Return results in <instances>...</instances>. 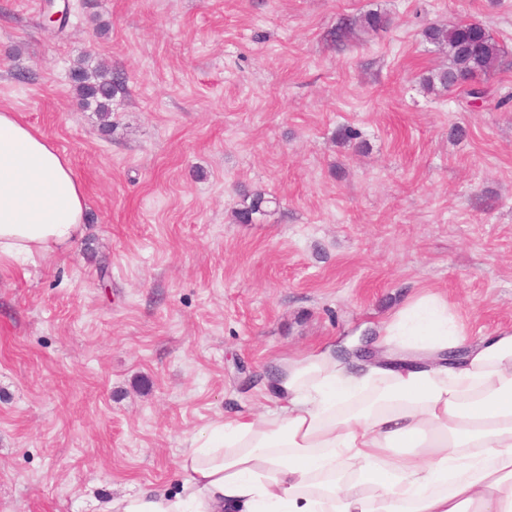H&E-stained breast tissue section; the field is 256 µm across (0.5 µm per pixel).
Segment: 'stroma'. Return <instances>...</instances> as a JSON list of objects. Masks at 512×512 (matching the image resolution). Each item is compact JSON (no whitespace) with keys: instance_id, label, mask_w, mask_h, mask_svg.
Returning <instances> with one entry per match:
<instances>
[{"instance_id":"stroma-1","label":"stroma","mask_w":512,"mask_h":512,"mask_svg":"<svg viewBox=\"0 0 512 512\" xmlns=\"http://www.w3.org/2000/svg\"><path fill=\"white\" fill-rule=\"evenodd\" d=\"M68 3L60 32L0 0V108L87 202L69 252L0 264V512L171 485L189 437L264 410L277 360L420 291L468 340L512 330V0ZM369 12L388 29L335 40ZM463 19L504 49L480 108L421 83L444 63L423 29ZM84 59L128 77L110 127Z\"/></svg>"}]
</instances>
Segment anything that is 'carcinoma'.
<instances>
[{
    "label": "carcinoma",
    "instance_id": "obj_1",
    "mask_svg": "<svg viewBox=\"0 0 512 512\" xmlns=\"http://www.w3.org/2000/svg\"><path fill=\"white\" fill-rule=\"evenodd\" d=\"M422 36L426 42L445 52L448 58L446 65L423 77L427 90L434 91L439 87L450 91L456 88L467 100H483L490 95L487 89L470 90L464 83L475 80L480 74L486 76L497 67L503 49L495 38H475L469 22H461L451 28L433 24L423 30ZM126 84L127 77L123 72H113L104 66L93 70L80 67L75 72L76 94L93 102L97 112L103 116L111 112L112 100L124 92ZM264 203V194H253L250 202L236 211L237 223H252L253 215L263 212Z\"/></svg>",
    "mask_w": 512,
    "mask_h": 512
}]
</instances>
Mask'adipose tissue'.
Here are the masks:
<instances>
[{"mask_svg":"<svg viewBox=\"0 0 512 512\" xmlns=\"http://www.w3.org/2000/svg\"><path fill=\"white\" fill-rule=\"evenodd\" d=\"M85 209L67 156L0 110V262L69 249ZM272 383L264 413L190 438L176 488L106 512H512V330L465 343L425 291L372 333L280 360Z\"/></svg>","mask_w":512,"mask_h":512,"instance_id":"1","label":"adipose tissue"}]
</instances>
